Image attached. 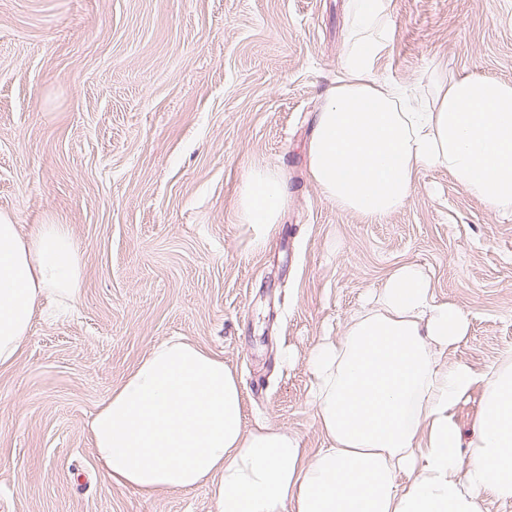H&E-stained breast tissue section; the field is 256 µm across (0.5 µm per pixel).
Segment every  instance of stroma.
I'll use <instances>...</instances> for the list:
<instances>
[{"mask_svg": "<svg viewBox=\"0 0 512 512\" xmlns=\"http://www.w3.org/2000/svg\"><path fill=\"white\" fill-rule=\"evenodd\" d=\"M347 3L0 0V214L24 235L67 225L82 275L71 314L36 316L0 367V512H215L205 485L144 497L109 484L92 449L99 404L171 336L235 370L246 427L323 447L305 359L405 263L470 315L449 360L485 369L512 353V220L444 170L374 223L310 179ZM390 8L380 77L512 82V0ZM255 163L288 186L258 252L235 211Z\"/></svg>", "mask_w": 512, "mask_h": 512, "instance_id": "1", "label": "stroma"}]
</instances>
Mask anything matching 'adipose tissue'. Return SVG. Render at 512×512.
I'll use <instances>...</instances> for the list:
<instances>
[{"instance_id": "1", "label": "adipose tissue", "mask_w": 512, "mask_h": 512, "mask_svg": "<svg viewBox=\"0 0 512 512\" xmlns=\"http://www.w3.org/2000/svg\"><path fill=\"white\" fill-rule=\"evenodd\" d=\"M342 77L309 142L310 176L342 209L379 221L409 201L427 170L447 171L486 206L512 216V83L438 70L424 107L416 82L379 78L393 39L390 0H350ZM287 202L280 174L256 165L236 199L250 249H263ZM81 271L67 225L27 236L0 215V366L12 365L44 300L73 301ZM469 314L438 298L423 269L397 267L338 339L306 365L315 453L273 425L245 430L243 392L223 358L174 336L100 405L96 457L111 484L150 496L210 485L216 512H477L512 502V356L478 370L448 362ZM480 409L469 453L456 413L473 391ZM412 476L400 485V474Z\"/></svg>"}]
</instances>
